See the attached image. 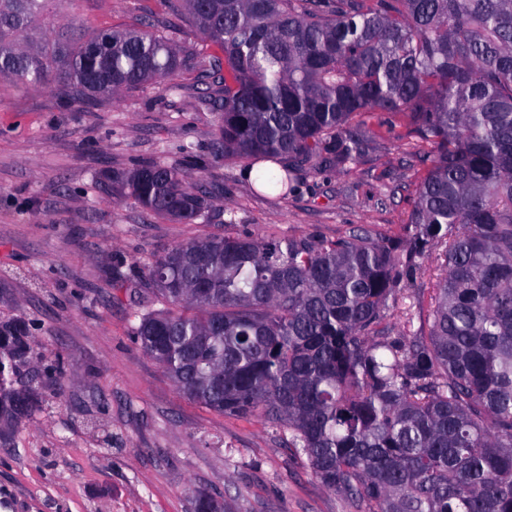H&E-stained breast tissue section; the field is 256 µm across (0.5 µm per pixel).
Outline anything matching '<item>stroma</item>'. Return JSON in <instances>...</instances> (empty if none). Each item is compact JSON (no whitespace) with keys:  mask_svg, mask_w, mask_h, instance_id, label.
I'll return each mask as SVG.
<instances>
[{"mask_svg":"<svg viewBox=\"0 0 512 512\" xmlns=\"http://www.w3.org/2000/svg\"><path fill=\"white\" fill-rule=\"evenodd\" d=\"M86 32L150 23L183 64L173 80L91 105L0 80V320L33 327L20 372L40 406L0 445V512H196L198 493L233 512H353L288 446L285 428L211 411L183 395L132 338L136 313L165 303L144 267L164 248L217 234L288 239L403 234L429 165L403 125L366 120L351 169L303 167L288 195L217 153L206 76L215 46L169 0H50ZM147 163L201 173L204 217L186 223L122 197L114 176ZM423 261L403 283L412 331L429 329Z\"/></svg>","mask_w":512,"mask_h":512,"instance_id":"stroma-1","label":"stroma"}]
</instances>
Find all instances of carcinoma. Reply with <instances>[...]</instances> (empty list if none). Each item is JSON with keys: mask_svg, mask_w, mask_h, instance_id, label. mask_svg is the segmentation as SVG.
<instances>
[{"mask_svg": "<svg viewBox=\"0 0 512 512\" xmlns=\"http://www.w3.org/2000/svg\"><path fill=\"white\" fill-rule=\"evenodd\" d=\"M49 0H0V78L112 101L168 80L173 39L146 29L26 39ZM221 51L214 143L281 195L306 164L347 170L366 113L394 112L430 170L407 235L174 245L145 277L169 305L132 336L188 398L272 419L356 512H512V0H180ZM143 208L193 221L203 179L161 164L116 178ZM442 248L428 334L383 321ZM29 324L0 321V421L39 408L14 386Z\"/></svg>", "mask_w": 512, "mask_h": 512, "instance_id": "1", "label": "carcinoma"}]
</instances>
